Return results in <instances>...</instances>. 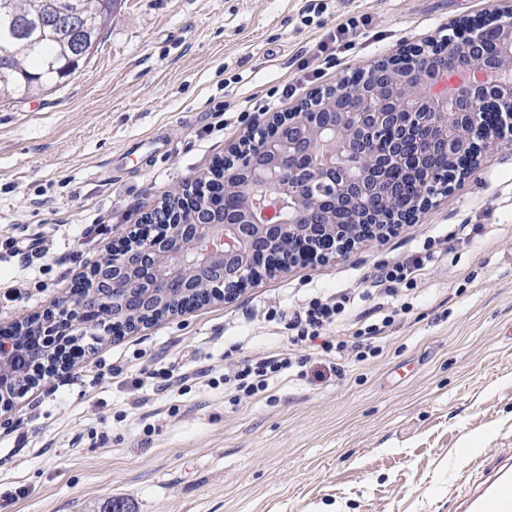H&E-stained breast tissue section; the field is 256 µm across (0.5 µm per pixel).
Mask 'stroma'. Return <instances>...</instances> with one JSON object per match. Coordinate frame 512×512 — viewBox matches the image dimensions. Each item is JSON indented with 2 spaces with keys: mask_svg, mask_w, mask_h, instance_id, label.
I'll return each instance as SVG.
<instances>
[{
  "mask_svg": "<svg viewBox=\"0 0 512 512\" xmlns=\"http://www.w3.org/2000/svg\"><path fill=\"white\" fill-rule=\"evenodd\" d=\"M504 0H120L91 58L0 101V325L41 312L249 128ZM357 18L351 40L336 36ZM296 95L283 97V86ZM435 253L414 290L381 263ZM350 295V336L409 302L360 362L307 348L237 399L226 360L288 350L277 313ZM188 381L165 387L163 372ZM512 453V144L417 223L99 345L0 417V512H457L465 451Z\"/></svg>",
  "mask_w": 512,
  "mask_h": 512,
  "instance_id": "obj_1",
  "label": "stroma"
}]
</instances>
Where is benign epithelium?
Listing matches in <instances>:
<instances>
[{"instance_id":"benign-epithelium-1","label":"benign epithelium","mask_w":512,"mask_h":512,"mask_svg":"<svg viewBox=\"0 0 512 512\" xmlns=\"http://www.w3.org/2000/svg\"><path fill=\"white\" fill-rule=\"evenodd\" d=\"M461 40L399 48L354 82L318 90L247 134L208 178L147 213L80 290L0 330V414L46 377L72 369L86 347L121 338L263 276L325 262L405 224L461 187L498 142L512 141V6L462 17ZM465 71L442 111L432 89ZM424 167L412 188L390 174L408 145Z\"/></svg>"}]
</instances>
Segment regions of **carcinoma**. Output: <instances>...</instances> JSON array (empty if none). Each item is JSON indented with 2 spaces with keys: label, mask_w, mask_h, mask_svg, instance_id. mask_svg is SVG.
<instances>
[{
  "label": "carcinoma",
  "mask_w": 512,
  "mask_h": 512,
  "mask_svg": "<svg viewBox=\"0 0 512 512\" xmlns=\"http://www.w3.org/2000/svg\"><path fill=\"white\" fill-rule=\"evenodd\" d=\"M71 0H15L18 17L4 15L0 8V49L20 51L12 69L0 74V96L22 102L43 95L72 76L92 52L82 45L97 44L118 0H81L79 24L60 28L53 14L70 9Z\"/></svg>",
  "instance_id": "carcinoma-1"
}]
</instances>
